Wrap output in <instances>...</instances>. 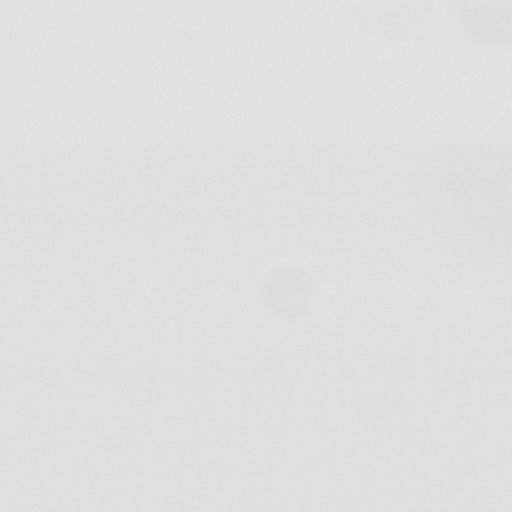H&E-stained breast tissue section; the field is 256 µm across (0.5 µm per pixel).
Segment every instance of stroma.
Wrapping results in <instances>:
<instances>
[{"label":"stroma","mask_w":512,"mask_h":512,"mask_svg":"<svg viewBox=\"0 0 512 512\" xmlns=\"http://www.w3.org/2000/svg\"><path fill=\"white\" fill-rule=\"evenodd\" d=\"M379 3L434 45L425 65L345 67L348 35L328 0H262L255 14L235 0H137L131 13L0 0L13 32L0 50L10 75L0 134L93 128L188 139L230 126L251 138L307 128L359 146L304 157L0 158V237L9 243L0 272L18 275V255L33 270L26 286L0 288V327L24 338L0 345V396L10 406L0 471L13 475L0 482V505L32 512L71 499L68 472L90 471L84 498H103L106 512H345L348 492L360 512H452L447 482L471 470V512H512V349L499 344L512 336V270L478 267L486 253L512 254V157L415 170L373 149L447 135L461 109L495 114L472 134L512 133V111L498 109L512 71L493 84L480 76L473 61L485 50L457 44L448 0ZM161 30L173 38L159 53ZM143 71L192 86L181 98L126 96ZM339 77L350 103L326 88ZM449 86L466 97L447 104ZM116 102L135 119L114 120ZM168 111L177 120L157 125L156 113ZM349 111L369 118L349 124ZM116 196L122 209L112 207ZM274 210L290 227L270 249L262 226ZM258 253L329 282L294 323L325 342L287 345L282 331L258 323L260 305L239 283L260 278ZM165 264L177 277H160ZM479 274L492 338L481 373L471 369L467 316L448 311L449 292H467ZM218 279L219 294L181 308L183 288ZM131 280L150 286L131 296ZM406 280L419 286L410 306L374 305L378 291ZM64 288L81 298L59 304ZM134 448L139 469L126 465ZM271 472L277 484L267 483Z\"/></svg>","instance_id":"35a3bbf8"}]
</instances>
